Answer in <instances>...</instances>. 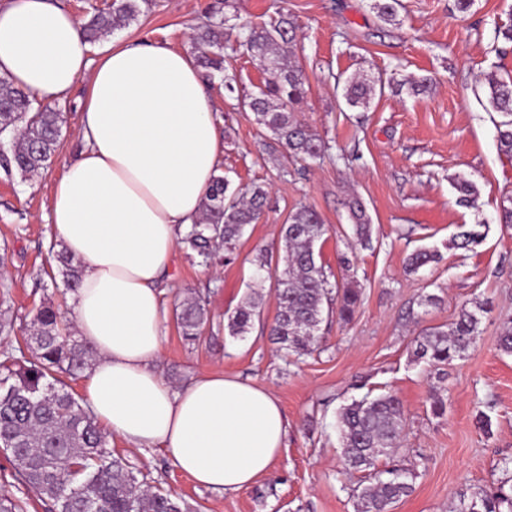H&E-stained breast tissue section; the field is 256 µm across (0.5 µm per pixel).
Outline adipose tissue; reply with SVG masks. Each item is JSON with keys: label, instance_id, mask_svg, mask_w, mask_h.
Instances as JSON below:
<instances>
[{"label": "adipose tissue", "instance_id": "obj_1", "mask_svg": "<svg viewBox=\"0 0 512 512\" xmlns=\"http://www.w3.org/2000/svg\"><path fill=\"white\" fill-rule=\"evenodd\" d=\"M0 76L49 105L88 84L83 148L55 182L48 221L81 267L71 316L95 351L85 380L96 420L128 445L161 449L206 489L249 488L287 436L274 392L219 372L176 386L157 369L160 285L224 155L201 70L190 55L143 39L93 50L56 0H8Z\"/></svg>", "mask_w": 512, "mask_h": 512}]
</instances>
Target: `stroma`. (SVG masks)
Returning <instances> with one entry per match:
<instances>
[{
	"label": "stroma",
	"mask_w": 512,
	"mask_h": 512,
	"mask_svg": "<svg viewBox=\"0 0 512 512\" xmlns=\"http://www.w3.org/2000/svg\"><path fill=\"white\" fill-rule=\"evenodd\" d=\"M221 0H151L148 10L115 37L167 43L185 52ZM241 18L267 23L287 14L297 27L296 55L307 98L298 116L328 144L324 159L300 172L299 162L275 149L269 134L232 108L224 89L211 85L214 118L224 138L221 174L237 186L266 184L268 207L247 227L230 264L200 265L178 245L163 284L167 318L159 371L182 383L222 371L267 386L288 420L284 448L249 488L222 495L194 483L157 448H134L116 438L108 446L146 475L151 485L183 498L193 512H354L351 491L367 473L342 472L336 416L351 399L393 392L405 413L402 446L379 469L415 471L413 493L395 512H452L460 491L493 488L512 460V354L498 341L512 321V225L500 223L502 200L512 197V157L497 146L499 113L479 96L485 74H512V42L495 38V26L512 24V0H475L459 12L455 0H400L399 24L381 23L370 0H232ZM397 80L427 78L430 89L375 97L367 109L348 108L338 77L355 72ZM79 83L60 110L61 146L32 181L0 180V271L10 286L0 313L14 322L0 335V353L25 347L31 311L48 300L70 314L72 293L51 261L47 221L54 182L81 148ZM472 180L476 207L457 202L451 182ZM360 199L373 225L372 244L358 245L346 203ZM301 204L313 206L328 232L321 259L335 280L354 281L362 292L351 322L326 319L319 349L290 361L267 333L242 338L224 331L228 316L255 288L259 250L280 255L279 228ZM487 225L474 250L454 248L458 225ZM420 248L439 250V263L409 273L406 258ZM348 258L342 269L340 258ZM208 291L217 324L210 341L186 344L174 305ZM484 304L481 334L464 358L436 369L412 356L413 340L449 326L462 308ZM445 405L433 414V400ZM486 415L490 432L476 424Z\"/></svg>",
	"instance_id": "35a3bbf8"
}]
</instances>
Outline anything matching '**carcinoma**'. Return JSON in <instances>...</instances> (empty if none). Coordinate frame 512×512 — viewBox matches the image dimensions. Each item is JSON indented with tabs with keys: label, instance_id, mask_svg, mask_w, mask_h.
Listing matches in <instances>:
<instances>
[{
	"label": "carcinoma",
	"instance_id": "cac0c4a2",
	"mask_svg": "<svg viewBox=\"0 0 512 512\" xmlns=\"http://www.w3.org/2000/svg\"><path fill=\"white\" fill-rule=\"evenodd\" d=\"M147 0H114L112 8L94 9L82 24L86 40L95 43L113 30L129 24L142 12ZM398 0H373L377 17L386 24L397 21ZM296 29L282 16L270 23L238 20L232 14L217 18L193 37L197 63L209 79L224 82L225 96L248 111L254 123L271 133L274 143L302 161L323 158L326 145L297 116L305 98L304 74L296 60ZM259 60L269 71L263 87L242 94L234 76L227 73L228 54ZM411 94L425 91L426 84L406 78L396 84L382 76L359 74L344 81L343 97L350 108H366L376 93L388 86ZM487 102L502 114L498 126L499 150L512 156V77H485ZM62 112L44 106L31 92L0 78V173L28 182L47 168L60 147ZM462 205L476 204L480 190L465 178L453 182ZM267 190L260 184L231 188L228 178L217 175L204 197L200 221L182 238L196 256L210 262L224 253L234 260L245 227L261 217ZM353 236L367 246L372 238L370 218L360 201L349 205ZM327 227L310 205L288 213L281 228L284 268L275 273L277 312L271 323L263 319L259 298L249 295L224 325L232 337L244 336L255 325L267 327L272 341L287 356L311 354L324 311H334L344 322L353 319L361 304V291L350 282H331L318 262L316 244ZM483 234L462 224L453 238L459 249L470 250ZM62 269L65 285L80 286V269L63 249L51 251ZM436 249H420L408 259L411 271L437 261ZM279 268L273 256L259 252L255 277L263 280ZM484 308L462 309L448 329L435 328L414 340V359L442 367L463 358L480 336ZM175 320L183 338L193 344L204 340L210 316L199 296L175 304ZM31 357L5 356L0 362V448L10 454L18 484L49 499L47 512H190V505L147 484L146 476L107 447L95 418L67 390L66 379L75 378L91 365L93 348L67 330L62 313L45 303L33 310ZM342 469L366 471L392 455L403 428V409L391 393L353 399L339 409ZM413 492L412 477L403 469L375 472L371 482L351 490L355 512H392ZM456 512H512V485L507 481L493 491L477 489L460 494Z\"/></svg>",
	"mask_w": 512,
	"mask_h": 512
}]
</instances>
